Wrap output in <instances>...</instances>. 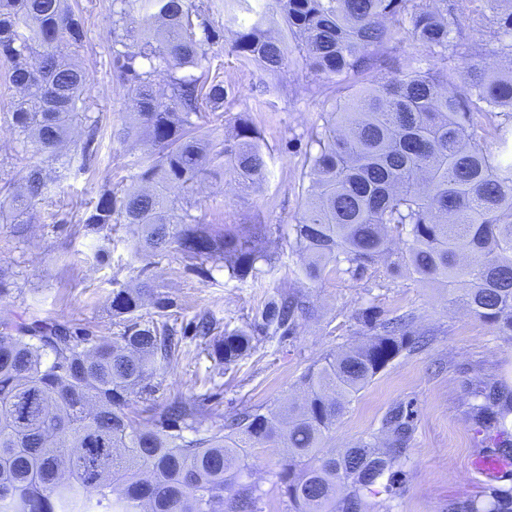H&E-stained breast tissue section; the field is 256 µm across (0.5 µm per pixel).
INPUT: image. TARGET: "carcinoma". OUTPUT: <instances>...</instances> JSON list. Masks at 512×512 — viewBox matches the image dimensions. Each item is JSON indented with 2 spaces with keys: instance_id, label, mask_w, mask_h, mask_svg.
Listing matches in <instances>:
<instances>
[{
  "instance_id": "obj_1",
  "label": "carcinoma",
  "mask_w": 512,
  "mask_h": 512,
  "mask_svg": "<svg viewBox=\"0 0 512 512\" xmlns=\"http://www.w3.org/2000/svg\"><path fill=\"white\" fill-rule=\"evenodd\" d=\"M500 2L458 0L454 11L448 0H224L231 53L272 80L288 68L291 45L317 76L339 83L372 75L308 134V186L293 231L309 280H322L330 263L355 277L395 254L391 267L439 282L449 302L512 336V9ZM113 6L112 78L131 110L117 137L146 148L123 189L99 194L83 228L106 236L123 228L134 253H174L207 277L210 264L238 281L256 277L270 260L265 236L194 214L193 194L208 177L228 175L242 192L267 178L258 130L247 117H226L224 80L210 75L209 0ZM465 10L491 39L460 53ZM394 32L422 48L403 68L379 54ZM84 39L82 15L64 0H0V58L19 90L8 122L23 146L65 171L76 157L62 151L69 130L87 126L86 141L75 144L87 160L99 125L88 115L89 73L75 61ZM481 118L494 124L492 151L477 133ZM19 174L20 191L0 187V222L17 233L52 183L38 165ZM156 288L146 275L112 289L116 336L30 312L0 319V512H265L261 489L238 479L250 449L281 439L288 457L273 477L291 512H366L378 486L401 495L394 464L412 428L399 408L383 418L394 434L387 448L361 441L328 455L321 444L376 374L415 348L412 316L380 320L365 309L372 336L309 368L301 404L237 413L206 435L198 427L204 395L138 403L182 343L175 327L140 314L151 298L160 310L169 306ZM299 310L297 297L282 294L265 304L257 327L286 336ZM254 341L247 330L226 331L209 356L228 366ZM481 396L480 425L491 405L501 406V418L512 411V400L500 404L502 392ZM453 510L512 512V488L490 485Z\"/></svg>"
}]
</instances>
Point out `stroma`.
Listing matches in <instances>:
<instances>
[{"mask_svg":"<svg viewBox=\"0 0 512 512\" xmlns=\"http://www.w3.org/2000/svg\"><path fill=\"white\" fill-rule=\"evenodd\" d=\"M77 2L86 31L77 60L91 77L89 113L101 123L97 154L85 168L62 174L54 162L23 151L4 118L17 93L0 81V185L17 178L27 163L42 165L56 181L54 192L31 210L23 234L0 223V268L16 284L0 299V317L29 309L97 334L118 335L121 328L110 306L113 284L129 281L138 269L155 280L157 296L169 299L170 322L178 327L205 313L216 319L218 329L247 327L270 300L284 293L301 296L306 308L293 333L281 340L260 337L236 364H216L206 352V339L190 335L182 342L181 355L160 369L155 402L163 406L211 394V411L200 419L201 430L210 431L243 410L300 399L299 380L315 361L370 336L360 318L364 309L375 308L383 320L413 315L412 330L427 336V344L397 357L351 401L323 450L335 453L370 438L387 443L382 418L399 406L412 424L411 439L395 464L405 489L396 498L370 496L368 512H449L452 503L474 497L483 484L473 474L470 458L495 451L497 436L496 427L475 425L474 395L485 387L512 391V338L450 307L441 284L389 272L383 262L354 278L332 271L311 281L296 249L292 226L301 216L307 133L321 125L326 105L342 100L346 89L309 72L297 57L280 86L270 87L262 72L232 56L224 31V0H209L210 21L219 33L211 51L229 88L225 109L248 116L259 129L268 177L249 196L225 177L203 181L196 193L198 214L212 224L266 225L271 261L256 278L242 283L221 269L200 275L169 254L138 257L129 238L108 240L85 232L79 223L86 202L127 175L137 151L112 135L127 118L110 72L112 0ZM101 248L111 254L104 265L95 260ZM283 455V449L270 443L252 448L246 459L242 480L265 492L266 512H288L273 477Z\"/></svg>","mask_w":512,"mask_h":512,"instance_id":"1","label":"stroma"}]
</instances>
